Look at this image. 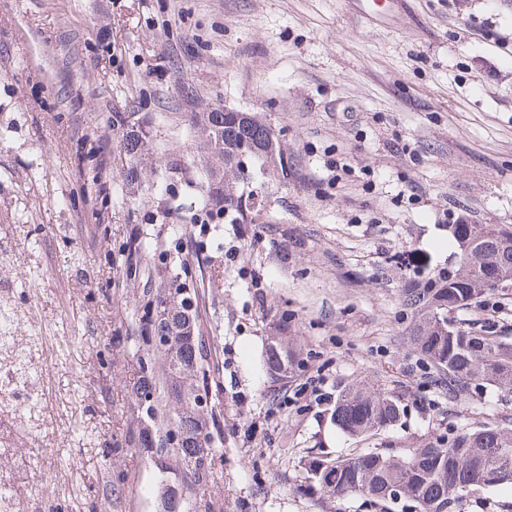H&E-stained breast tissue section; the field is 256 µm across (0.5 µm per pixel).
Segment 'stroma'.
Here are the masks:
<instances>
[{
	"mask_svg": "<svg viewBox=\"0 0 512 512\" xmlns=\"http://www.w3.org/2000/svg\"><path fill=\"white\" fill-rule=\"evenodd\" d=\"M217 107L281 131L288 179L210 222L190 115ZM118 112L148 134L138 161ZM459 214L512 226V0H403L370 22L350 0H0V285L46 397L0 485L26 459L60 512H89L120 471L121 512H159L175 472L104 445L130 429L138 303L175 277L217 366L211 512H406L297 487L322 450L512 430V393L448 396L408 335L404 285L447 265ZM283 318L303 366L274 382L262 360ZM453 318L512 336V294ZM356 383L403 394L400 420L333 426Z\"/></svg>",
	"mask_w": 512,
	"mask_h": 512,
	"instance_id": "1",
	"label": "stroma"
}]
</instances>
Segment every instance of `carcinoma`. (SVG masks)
<instances>
[{
  "mask_svg": "<svg viewBox=\"0 0 512 512\" xmlns=\"http://www.w3.org/2000/svg\"><path fill=\"white\" fill-rule=\"evenodd\" d=\"M132 113H119L113 124L126 130L125 151L136 157L146 139L145 133L134 129ZM194 124L223 141L220 151L212 150L204 141L212 178L219 179L213 205L218 210L234 209L225 205L222 184L236 185L245 177L239 166L242 154L269 163L262 153L270 141L271 127L252 118L236 120L229 112H194ZM503 230L499 224H454L449 235L455 244V264L443 268L425 281H417L404 290L403 306L413 314L409 336L415 349L442 372L441 384L450 396H463L474 383L487 384L512 392V341L484 330L468 331L453 323L432 327L428 323L431 310L448 313L463 310L479 302L493 291L484 280L485 272L501 281L512 283V244L501 245L496 237ZM178 295L179 308L192 306V297L181 284L160 288L143 302L140 339L143 354L130 378L133 411L138 421L137 432L124 440H113L109 453L113 456L135 451L152 460L156 457L173 460L180 465V482L165 483L159 488L161 502L168 512H185V494L198 495L215 481L213 468L216 449L213 432L218 430L213 417L196 410L185 400L169 378L156 371L155 357L177 359L187 372L189 386L199 391L208 388L210 361L205 359L202 338L194 343L170 342L176 322L158 318V309L166 295ZM296 351H276L268 346L264 370L268 378L284 380L285 356ZM402 395L372 390L363 384L344 389L336 400L330 420L337 428L353 436L383 430L400 418ZM318 470L316 478L305 477L304 492L321 497L344 498L355 495L371 498L381 504L388 502L387 487L402 484L413 498L418 512H457L466 498L488 488L512 485V432L502 429L462 430L448 439L421 444L407 449L403 455H392L376 449L364 450L347 457L323 455L311 460L309 470ZM125 494L124 478L117 476L105 485V500L117 509Z\"/></svg>",
  "mask_w": 512,
  "mask_h": 512,
  "instance_id": "carcinoma-1",
  "label": "carcinoma"
}]
</instances>
